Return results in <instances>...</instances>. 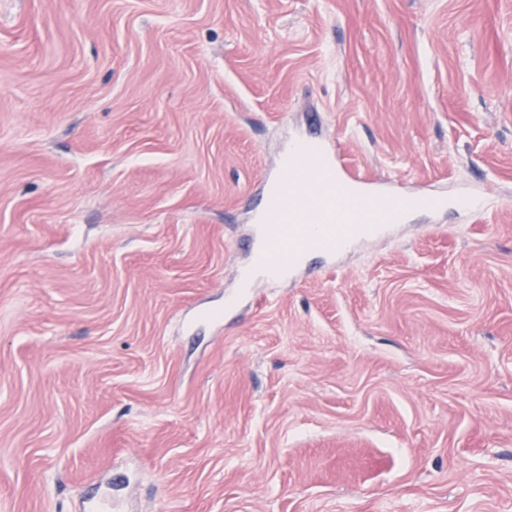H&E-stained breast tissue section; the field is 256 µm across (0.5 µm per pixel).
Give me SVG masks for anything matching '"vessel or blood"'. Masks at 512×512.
Returning <instances> with one entry per match:
<instances>
[{
  "label": "vessel or blood",
  "mask_w": 512,
  "mask_h": 512,
  "mask_svg": "<svg viewBox=\"0 0 512 512\" xmlns=\"http://www.w3.org/2000/svg\"><path fill=\"white\" fill-rule=\"evenodd\" d=\"M451 206L476 217L487 208L481 194L471 191L452 197L410 193L390 183L349 177L326 141L299 138L283 161L276 182L262 187L247 243L249 261L240 273L239 286L251 287L257 279H293L308 253L332 260L357 241L407 222L411 212L439 214Z\"/></svg>",
  "instance_id": "b4317fda"
}]
</instances>
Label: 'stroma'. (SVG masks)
<instances>
[{
    "label": "stroma",
    "mask_w": 512,
    "mask_h": 512,
    "mask_svg": "<svg viewBox=\"0 0 512 512\" xmlns=\"http://www.w3.org/2000/svg\"><path fill=\"white\" fill-rule=\"evenodd\" d=\"M486 191L296 280L295 138ZM512 512V0H0V512Z\"/></svg>",
    "instance_id": "stroma-1"
}]
</instances>
